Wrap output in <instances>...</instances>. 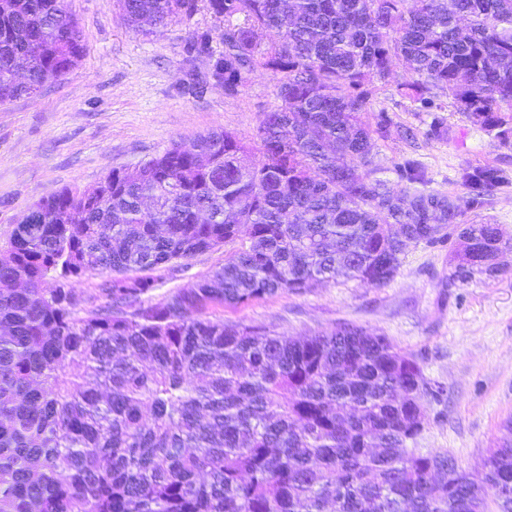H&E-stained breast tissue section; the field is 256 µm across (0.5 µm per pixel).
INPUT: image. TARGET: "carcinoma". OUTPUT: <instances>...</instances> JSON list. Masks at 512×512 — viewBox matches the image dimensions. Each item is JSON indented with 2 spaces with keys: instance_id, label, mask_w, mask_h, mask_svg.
Listing matches in <instances>:
<instances>
[{
  "instance_id": "obj_1",
  "label": "carcinoma",
  "mask_w": 512,
  "mask_h": 512,
  "mask_svg": "<svg viewBox=\"0 0 512 512\" xmlns=\"http://www.w3.org/2000/svg\"><path fill=\"white\" fill-rule=\"evenodd\" d=\"M160 32L197 0H120ZM215 61L236 95L261 67L280 104L256 143L217 129L175 141L87 191L40 200L0 250V512H500L512 441L489 450L484 493L448 456L407 448L423 428L420 367L343 325L298 338L202 316L338 279L387 285L411 244H450L449 279L495 278L512 250L464 222L503 186L468 167L466 192L396 193L374 176L373 82L423 109L452 96L512 140V0H208ZM278 41L259 51L263 33ZM83 52L67 0H0V103L62 79ZM168 204L148 206L160 192ZM232 246L224 265L152 303L163 279ZM102 278L101 296L73 282ZM105 302H99V298Z\"/></svg>"
}]
</instances>
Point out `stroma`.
Listing matches in <instances>:
<instances>
[{"mask_svg":"<svg viewBox=\"0 0 512 512\" xmlns=\"http://www.w3.org/2000/svg\"><path fill=\"white\" fill-rule=\"evenodd\" d=\"M67 3L82 31L81 60L37 96L0 104V246L42 198L66 187L93 188L112 169L135 167L172 142L213 129L253 139L263 113L279 103L276 80L261 69L238 95H225L214 70L224 50V20L208 0H197L192 14L173 17L160 33L129 26L118 0ZM201 33L210 36V54L191 48ZM406 76L397 68L393 82L377 84L371 98L369 121L381 115L388 121L386 136L374 141L378 178L403 188L393 165L411 159L434 192H463L470 166L494 165L512 179V142L484 132L448 95L436 98L441 111L419 109L396 91ZM437 121L445 129L439 137L430 132ZM405 125L417 129L415 140L401 139ZM448 252L445 245L410 246L381 288L339 280L236 308L213 306L208 314L290 336L342 324L386 336L415 360L428 386L415 453H446L475 473L512 418V274L452 282ZM225 256L222 250L197 256L163 279L153 301L191 287Z\"/></svg>","mask_w":512,"mask_h":512,"instance_id":"1","label":"stroma"}]
</instances>
